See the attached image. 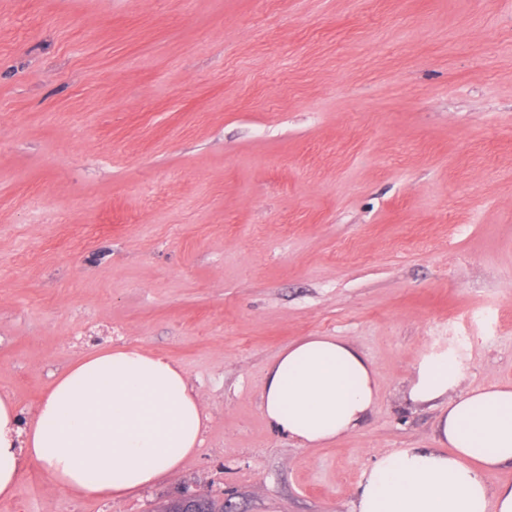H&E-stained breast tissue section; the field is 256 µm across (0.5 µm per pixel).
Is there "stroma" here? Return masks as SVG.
Masks as SVG:
<instances>
[{
    "label": "stroma",
    "mask_w": 512,
    "mask_h": 512,
    "mask_svg": "<svg viewBox=\"0 0 512 512\" xmlns=\"http://www.w3.org/2000/svg\"><path fill=\"white\" fill-rule=\"evenodd\" d=\"M308 336L380 383L319 448L260 410ZM117 346L182 368L200 448L119 499L34 466L0 512H351L435 445L422 356L512 384V0H0V395Z\"/></svg>",
    "instance_id": "35a3bbf8"
}]
</instances>
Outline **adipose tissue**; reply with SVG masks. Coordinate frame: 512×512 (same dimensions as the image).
<instances>
[{"label": "adipose tissue", "mask_w": 512, "mask_h": 512, "mask_svg": "<svg viewBox=\"0 0 512 512\" xmlns=\"http://www.w3.org/2000/svg\"><path fill=\"white\" fill-rule=\"evenodd\" d=\"M464 367L423 356L414 403L440 406L436 445L381 454L352 512H512V483L487 471L512 465V388L462 389ZM379 381L350 343L309 336L282 350L266 375L261 412L300 447L352 433L373 409ZM206 416L173 361L137 348L91 353L60 374L30 418L0 397V498L25 464L76 496L119 498L176 470L199 448Z\"/></svg>", "instance_id": "ef3b65f1"}]
</instances>
